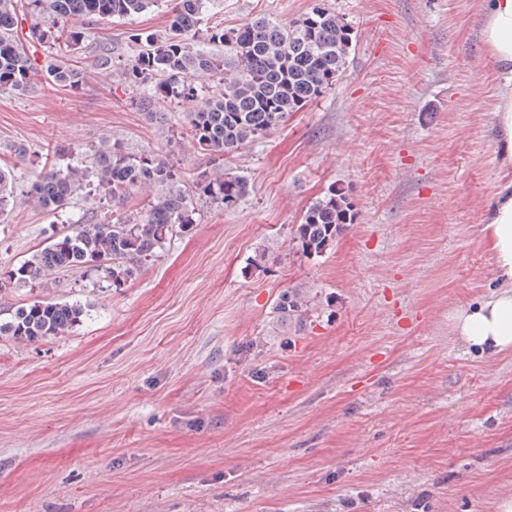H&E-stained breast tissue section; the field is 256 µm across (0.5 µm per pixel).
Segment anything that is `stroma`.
Returning a JSON list of instances; mask_svg holds the SVG:
<instances>
[{
  "label": "stroma",
  "instance_id": "stroma-1",
  "mask_svg": "<svg viewBox=\"0 0 512 512\" xmlns=\"http://www.w3.org/2000/svg\"><path fill=\"white\" fill-rule=\"evenodd\" d=\"M355 32L345 70L315 101L224 160L248 193L196 208L191 234L122 288L80 270L48 285L7 273L52 229L108 219L77 194L31 207V172L120 142L188 173L209 158L180 137L189 104L149 120L95 49L167 28L166 5L86 29L62 55L76 89L46 79L0 94V310L89 299L72 333L30 346L0 336V512H500L512 500V350L486 355L456 314L497 281L482 231L500 160L501 80L482 0H329ZM314 0H211L231 29L299 18ZM26 149L19 157L18 149ZM357 217L320 253L295 237L331 188ZM301 301L279 307L282 295Z\"/></svg>",
  "mask_w": 512,
  "mask_h": 512
}]
</instances>
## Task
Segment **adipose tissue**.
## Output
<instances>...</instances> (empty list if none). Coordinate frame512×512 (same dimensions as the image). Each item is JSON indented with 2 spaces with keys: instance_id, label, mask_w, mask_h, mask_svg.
<instances>
[{
  "instance_id": "adipose-tissue-1",
  "label": "adipose tissue",
  "mask_w": 512,
  "mask_h": 512,
  "mask_svg": "<svg viewBox=\"0 0 512 512\" xmlns=\"http://www.w3.org/2000/svg\"><path fill=\"white\" fill-rule=\"evenodd\" d=\"M481 32L503 80L495 112L500 176L483 219V233L501 289L460 312L455 330L470 346L495 354L512 349V0H483Z\"/></svg>"
}]
</instances>
